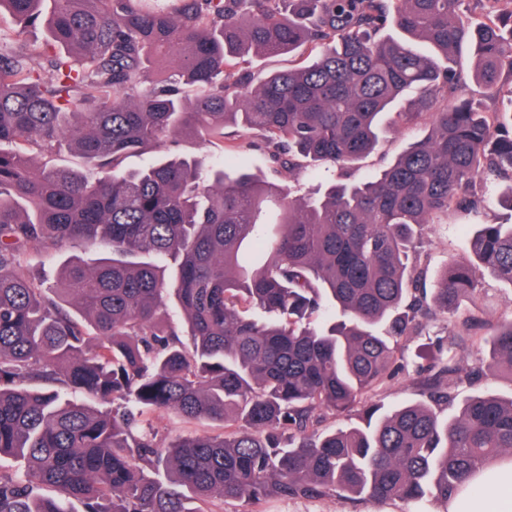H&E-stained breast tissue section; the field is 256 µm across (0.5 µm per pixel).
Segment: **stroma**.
<instances>
[{
    "label": "stroma",
    "mask_w": 512,
    "mask_h": 512,
    "mask_svg": "<svg viewBox=\"0 0 512 512\" xmlns=\"http://www.w3.org/2000/svg\"><path fill=\"white\" fill-rule=\"evenodd\" d=\"M416 101L415 92H406L396 103L394 111L382 116L379 147L365 160L361 168L354 172V179L358 180L376 172L411 142L425 137L427 130L424 125L399 124L395 121L396 113L413 111ZM227 142L237 144V160L249 171L299 192L322 191L332 178L331 172L325 170L317 174L302 170L285 171L272 162L254 133L236 126L225 128L223 140H184L173 145L172 150L192 158L213 162L222 159L223 145ZM498 192L497 186H487L485 202L479 215L458 212L449 215L446 223L432 224L426 228L427 244L422 263L428 272H435L451 261H469L468 240L475 224L512 222V213L497 204ZM469 316L480 317L492 326L512 320V284L498 280L488 273H480L474 302L464 303L458 312L440 318L432 325L429 335L415 334L400 341L395 361L401 370L398 375L386 380L373 392V400L387 408L402 400H420L416 374V369L421 363L420 353L435 352L437 344L448 343L460 332L463 319ZM211 508L213 512H407L406 505L398 501L380 503L361 498L342 504L332 497L271 500L259 505L245 499L216 500L213 501Z\"/></svg>",
    "instance_id": "obj_1"
}]
</instances>
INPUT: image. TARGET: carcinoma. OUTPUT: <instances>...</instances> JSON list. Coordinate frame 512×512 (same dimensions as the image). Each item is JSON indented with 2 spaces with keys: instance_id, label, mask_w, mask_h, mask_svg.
I'll list each match as a JSON object with an SVG mask.
<instances>
[{
  "instance_id": "cac0c4a2",
  "label": "carcinoma",
  "mask_w": 512,
  "mask_h": 512,
  "mask_svg": "<svg viewBox=\"0 0 512 512\" xmlns=\"http://www.w3.org/2000/svg\"><path fill=\"white\" fill-rule=\"evenodd\" d=\"M487 0H0L58 51L0 50V512H207L216 499H448L512 456V396H471L450 418L444 386L481 379L432 357L428 401L369 398L402 338L458 310L482 268L512 284V224H479L472 260L427 289L424 230L478 212L481 186L512 181V107L482 97L512 75V10ZM398 31L385 33V25ZM474 49L471 68L456 54ZM307 46L269 75L249 54ZM428 134L388 167L350 173L406 91ZM260 133L290 170L333 166L319 198L176 153L165 141ZM80 168L55 164L63 148ZM279 231L265 246L262 212ZM59 285L31 265L77 245ZM487 369L512 374V321L491 329ZM84 394L91 405L74 399ZM360 407L327 429V411ZM216 435L158 436L155 411Z\"/></svg>"
}]
</instances>
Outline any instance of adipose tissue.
I'll return each instance as SVG.
<instances>
[{
	"label": "adipose tissue",
	"mask_w": 512,
	"mask_h": 512,
	"mask_svg": "<svg viewBox=\"0 0 512 512\" xmlns=\"http://www.w3.org/2000/svg\"><path fill=\"white\" fill-rule=\"evenodd\" d=\"M486 490L483 498L472 500L467 487L449 497L447 512H512V458H504L471 476Z\"/></svg>",
	"instance_id": "ef3b65f1"
}]
</instances>
